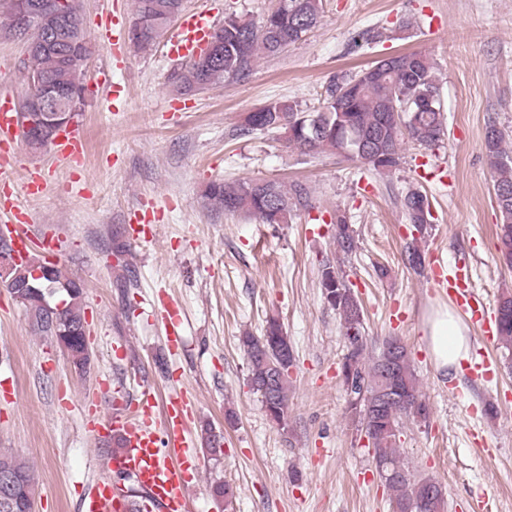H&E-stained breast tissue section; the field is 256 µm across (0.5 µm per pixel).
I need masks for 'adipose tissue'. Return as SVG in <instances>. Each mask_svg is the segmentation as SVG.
Returning a JSON list of instances; mask_svg holds the SVG:
<instances>
[{"instance_id":"adipose-tissue-1","label":"adipose tissue","mask_w":512,"mask_h":512,"mask_svg":"<svg viewBox=\"0 0 512 512\" xmlns=\"http://www.w3.org/2000/svg\"><path fill=\"white\" fill-rule=\"evenodd\" d=\"M424 337L436 368L443 373L457 371L470 349L468 329L450 306L431 308L424 320Z\"/></svg>"}]
</instances>
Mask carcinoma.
I'll list each match as a JSON object with an SVG mask.
<instances>
[{"label":"carcinoma","instance_id":"carcinoma-1","mask_svg":"<svg viewBox=\"0 0 512 512\" xmlns=\"http://www.w3.org/2000/svg\"><path fill=\"white\" fill-rule=\"evenodd\" d=\"M35 2L43 6V11L28 25L25 39L51 38L54 43L28 54L30 74H43L56 88L68 90L74 79L71 50L87 58L92 54L79 4L70 0L68 12L60 13L54 7L55 0ZM183 9L184 0H135L134 15L148 20L147 32L136 47L153 46L172 17ZM322 13L323 0H279L278 7L259 26L233 14L225 16L219 34L222 56L205 63L195 59L181 68L174 77L177 91L189 94L246 77L259 54L274 55L301 40L320 23ZM371 66L377 71L369 80L359 78L357 73L332 78L324 105L317 111L310 112L298 102L285 99L249 113L244 118L243 133L278 132L288 146L302 153L336 152L356 162L362 170L377 174L390 173L399 166L401 145L406 140L424 148L438 146L444 140L446 126L432 60L420 52H411L400 55L396 67L379 59ZM507 137L509 134L496 125L489 126L484 151L497 191L500 251L505 264L512 267V151L507 148ZM204 197L228 213L256 216L264 224H286L296 212L310 207L303 184L288 186L277 180L213 182ZM427 201L426 194L413 188L402 200L409 224L419 233L407 243L403 256L405 266L414 271L422 270L425 264L421 243L428 233L430 212L422 204ZM332 224L337 249L347 256L356 252L357 239L346 215L336 211ZM36 271L45 272L37 282L32 278ZM12 274L17 280L37 283L44 294L64 292L68 297L60 312L62 325L58 326L36 297L19 296L33 312L39 332L56 336L63 328L72 333L84 325L83 289L78 281L62 278L55 265L40 261L18 264ZM320 285L326 301L340 318L345 338L347 353L340 376L347 409L356 431L369 439L373 463L387 474L384 485L390 491L393 512H447L442 485L416 476L397 453L403 420L420 422L429 416L406 345L389 338L378 353H367L368 336L358 296L342 284L338 270L329 262L322 265ZM496 324L499 343L511 351V292L499 298ZM286 341L288 336L274 318L268 321L263 335L241 337L251 387L259 394L267 417L284 431L288 430V377L295 356L288 354V363L278 371L274 364L276 346ZM389 391L400 395V399L384 400ZM4 469L20 474L24 495L33 500L36 475L32 465L20 455L0 449V470Z\"/></svg>","mask_w":512,"mask_h":512}]
</instances>
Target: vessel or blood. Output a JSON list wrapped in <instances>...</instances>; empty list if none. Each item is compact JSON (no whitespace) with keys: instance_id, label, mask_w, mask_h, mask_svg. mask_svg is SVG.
Returning a JSON list of instances; mask_svg holds the SVG:
<instances>
[{"instance_id":"1","label":"vessel or blood","mask_w":512,"mask_h":512,"mask_svg":"<svg viewBox=\"0 0 512 512\" xmlns=\"http://www.w3.org/2000/svg\"><path fill=\"white\" fill-rule=\"evenodd\" d=\"M119 0L103 11L96 34L107 48H115L122 36ZM213 33L207 10L185 13L166 42L168 59L187 60L195 57ZM19 141V119L10 95L0 94V223L11 234L18 260H30L34 252L30 235L31 217L24 198L40 196L45 181L39 166L25 170L23 182H16L17 166L11 156ZM86 151L82 123L63 130L54 143L55 157L66 165L83 162ZM451 300L478 326L484 344L497 340V329L472 288L468 273L459 271L440 279ZM194 416V404L186 393L172 395L165 406H158L151 385H141L134 403L113 412L90 427L92 434L121 436L123 446L105 458V466L113 472L129 475L153 512H192L188 490L201 467L197 448L191 447L186 432ZM124 490L116 485L100 484L81 502L79 512H127Z\"/></svg>"}]
</instances>
